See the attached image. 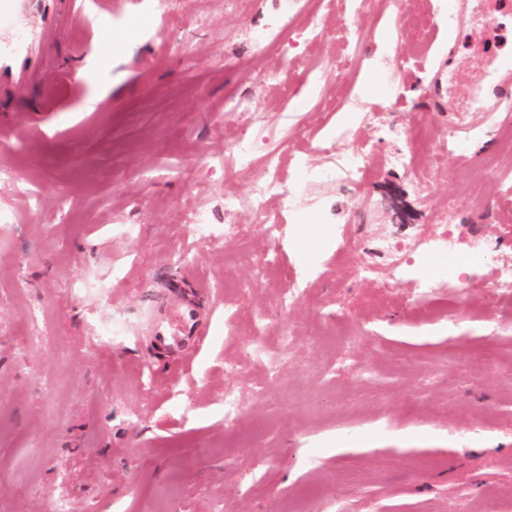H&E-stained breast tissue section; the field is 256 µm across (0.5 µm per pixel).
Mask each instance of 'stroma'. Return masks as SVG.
<instances>
[{
    "label": "stroma",
    "mask_w": 512,
    "mask_h": 512,
    "mask_svg": "<svg viewBox=\"0 0 512 512\" xmlns=\"http://www.w3.org/2000/svg\"><path fill=\"white\" fill-rule=\"evenodd\" d=\"M310 8L320 35L291 21L278 51L248 38L264 0H31L0 26V45L21 31L30 44L0 63V161L26 179L0 182L13 215L0 224V512L59 499L71 512H512V297L485 289L512 269V151L496 138L512 111L471 96L503 62L494 11L469 0L458 28L437 0ZM437 69L444 112L425 96ZM456 110L482 129L464 166L448 152ZM428 124L440 134L414 172L392 167ZM242 140L281 150L287 185L297 158L315 171L367 147L374 164L355 186L311 179L288 211L228 212L265 177L259 161L234 167ZM191 206L214 226L207 242ZM448 206L463 243L498 249L424 303L411 278H359L357 250L339 243L409 246ZM172 291L207 322L176 361L151 342ZM114 317L125 341L95 340ZM359 325L372 331L350 347L357 370L337 371ZM228 391L243 403L232 425Z\"/></svg>",
    "instance_id": "35a3bbf8"
}]
</instances>
